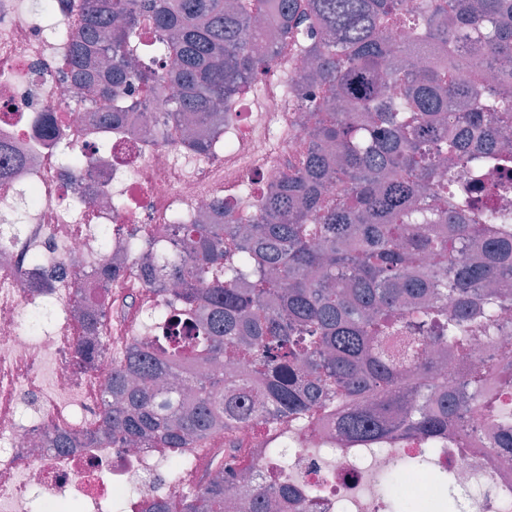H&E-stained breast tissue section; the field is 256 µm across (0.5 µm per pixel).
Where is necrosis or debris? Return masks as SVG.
Listing matches in <instances>:
<instances>
[{
    "label": "necrosis or debris",
    "mask_w": 512,
    "mask_h": 512,
    "mask_svg": "<svg viewBox=\"0 0 512 512\" xmlns=\"http://www.w3.org/2000/svg\"><path fill=\"white\" fill-rule=\"evenodd\" d=\"M33 0H0V512H104L113 496L127 512H141L145 501H178L160 484L171 461L157 448H103L95 421L109 359L75 366L68 355L78 333L80 306L105 310L109 338L141 334L163 291L129 276L100 282L95 270L119 250L115 226L143 225L158 250L174 257L183 244L170 229L173 220L196 221L215 200L237 201L244 223L260 215L268 185L285 172L283 157L300 158L316 142L300 124L288 100L289 84L301 82L306 68L295 47L275 41L266 25L263 44L275 46L270 75L246 82L233 109L224 115L222 146L194 154L153 144L164 122V99L141 98L137 119L114 142V158L68 171L58 150L39 141L34 118L54 113L68 129L78 153L95 155L100 116L77 108L59 68L70 41L51 29H71L67 0H52L44 22H36ZM125 198L121 210L108 208L104 194ZM24 210L22 225L6 221L8 211ZM512 349V308L498 326L472 339L470 350L444 369L461 379L472 360L486 359L499 346ZM437 444L436 466L422 470L403 491L415 500L443 496L434 470L453 479L456 512H512V451L496 448L488 421L473 413L454 415ZM59 430L78 434L81 444L68 452L50 449ZM288 453L296 512H362L367 486L397 468L399 448L416 447L398 435L394 449L378 452L339 434L335 416H320L315 428L287 426ZM225 442L247 454L255 481L280 487L271 463L261 455L265 439L249 423L237 425ZM318 494H308L313 483Z\"/></svg>",
    "instance_id": "1"
}]
</instances>
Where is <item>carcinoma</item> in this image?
<instances>
[{"label": "carcinoma", "mask_w": 512, "mask_h": 512, "mask_svg": "<svg viewBox=\"0 0 512 512\" xmlns=\"http://www.w3.org/2000/svg\"><path fill=\"white\" fill-rule=\"evenodd\" d=\"M267 0H76L80 16L70 64L61 72L73 103L118 130L136 110L133 93L165 83L179 89L172 119L185 135L155 141L197 153L209 149L197 123L219 124L240 83L268 73L272 50L254 48L244 19ZM279 38L312 64L310 89L288 97L313 114L310 133L325 149L287 162L262 198L261 221L238 226L176 224L191 263L150 256L136 267L104 265L99 276L128 274L145 284H181L160 299L126 354L112 359L98 413L99 442L138 443L181 455L206 435L244 422L274 424L325 409L344 437L376 447L397 426L424 448L384 476L386 512H433L399 495L400 475L417 473L448 432V415L483 414L497 447L512 449V353L500 359L497 385L472 365L465 390L448 384L436 347L450 355L499 322L512 306V215L448 191L464 173L512 165V0H277ZM404 30L425 62L410 68L388 39ZM403 98L387 95V83ZM47 138L66 129L39 116ZM343 184L329 191L331 180ZM481 289V294L474 289ZM454 306L448 307V296ZM74 343L80 365L107 352L105 312L83 313ZM205 367L193 402L173 378ZM281 496L248 487L249 512H289L288 441L268 438ZM250 468L235 449L210 458L201 481L180 497L142 512H224Z\"/></svg>", "instance_id": "cac0c4a2"}]
</instances>
